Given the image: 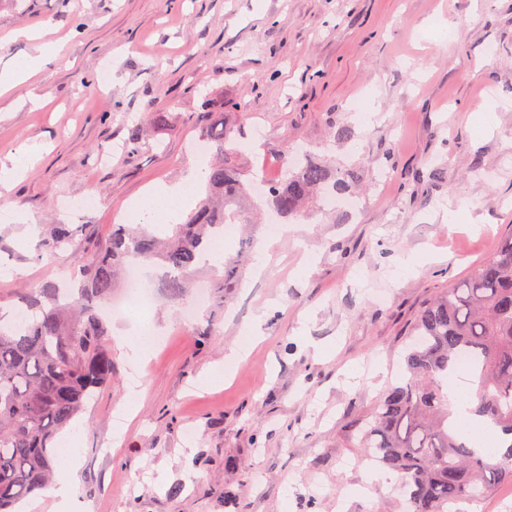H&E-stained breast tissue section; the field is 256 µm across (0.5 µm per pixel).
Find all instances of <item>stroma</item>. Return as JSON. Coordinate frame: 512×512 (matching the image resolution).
Instances as JSON below:
<instances>
[{"instance_id":"stroma-1","label":"stroma","mask_w":512,"mask_h":512,"mask_svg":"<svg viewBox=\"0 0 512 512\" xmlns=\"http://www.w3.org/2000/svg\"><path fill=\"white\" fill-rule=\"evenodd\" d=\"M39 29L58 56L0 94V163L31 156L0 190L2 307L208 162L204 114L238 132L247 180H278L288 146L358 176L355 211L317 204L297 235L226 225L223 265L192 271L207 291L192 320L144 264L152 306L108 330L147 325L158 342L139 367L113 347L111 388L72 425L84 512H404L350 435L401 378L423 306L512 235V0H0V69L36 55ZM19 212L83 230L39 260Z\"/></svg>"}]
</instances>
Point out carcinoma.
Here are the masks:
<instances>
[{
	"instance_id": "1",
	"label": "carcinoma",
	"mask_w": 512,
	"mask_h": 512,
	"mask_svg": "<svg viewBox=\"0 0 512 512\" xmlns=\"http://www.w3.org/2000/svg\"><path fill=\"white\" fill-rule=\"evenodd\" d=\"M217 142L205 195L163 240L140 224H114L109 239L76 260L78 293L56 283L18 291L24 319L0 323V512L63 476L52 454L58 433L112 386L109 331L90 302L108 301L116 275L137 261L161 259L178 276L167 288L176 300L189 287L191 269L208 252L224 224L250 199V185L228 160L239 143L224 120L201 128ZM268 187L267 203L291 221L310 199L343 194L354 174L308 152ZM78 232L51 224L38 244L50 257ZM405 349V377L355 426L353 438L377 466L398 473L406 512H448L452 504L482 500L499 481L512 482V444L482 448L457 426L448 379L466 358L476 391L469 419L498 436L512 435V236L472 266L467 276L429 301L414 323Z\"/></svg>"
}]
</instances>
